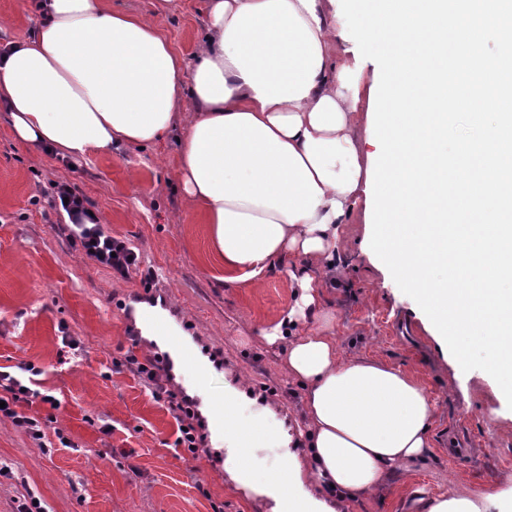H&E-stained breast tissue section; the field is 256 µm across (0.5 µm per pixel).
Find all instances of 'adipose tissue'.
Returning a JSON list of instances; mask_svg holds the SVG:
<instances>
[{"label":"adipose tissue","instance_id":"obj_1","mask_svg":"<svg viewBox=\"0 0 512 512\" xmlns=\"http://www.w3.org/2000/svg\"><path fill=\"white\" fill-rule=\"evenodd\" d=\"M42 22L0 51V109L15 137L62 157L179 142L177 179L202 213L231 282L288 276L291 300L265 325L285 342L283 368L303 390L307 451L250 488L287 512H339L380 493L431 452L435 403L405 371L375 358L342 359L322 308L343 285L339 227L366 205L369 157L359 135L368 91L334 0H206L201 41L185 62L151 18L108 0H35ZM193 109L183 113L184 99ZM250 383L224 385V439L263 447L261 414L241 419ZM493 496H416L412 512H492Z\"/></svg>","mask_w":512,"mask_h":512}]
</instances>
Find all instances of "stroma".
I'll return each instance as SVG.
<instances>
[{"mask_svg":"<svg viewBox=\"0 0 512 512\" xmlns=\"http://www.w3.org/2000/svg\"><path fill=\"white\" fill-rule=\"evenodd\" d=\"M202 7L203 0H178L177 10L154 19L183 55L194 51ZM1 16L10 24L0 30V45L29 38L42 21L32 0H0ZM177 159L172 141L77 158L68 167L18 141L0 120V366L33 364L40 391L58 401L30 409L46 425L42 442L0 418V461L11 467L0 475V512H17L30 492L51 512H266L262 499L228 478L225 449L177 457L175 419L123 365L130 341L119 305L152 270L192 335L224 357L223 370L210 374L211 392L244 373L243 414L265 407L285 428L301 420L302 390L283 370L284 347L260 334L288 305V277L276 271L258 287L224 282L208 227L184 201ZM59 181L74 184L106 229L137 248L141 265L128 278L55 232L59 217L47 201ZM371 233L360 214L343 227L345 285L325 294L339 350L406 371L430 392L436 413L428 460L394 474L383 496L364 497L351 512H406L416 493L447 489L496 495L498 512H512V421L499 416L492 383H463L415 301L378 257L362 253ZM66 337L79 353L64 347ZM105 425L110 433H102ZM63 437L70 447L60 445Z\"/></svg>","mask_w":512,"mask_h":512,"instance_id":"35a3bbf8","label":"stroma"}]
</instances>
